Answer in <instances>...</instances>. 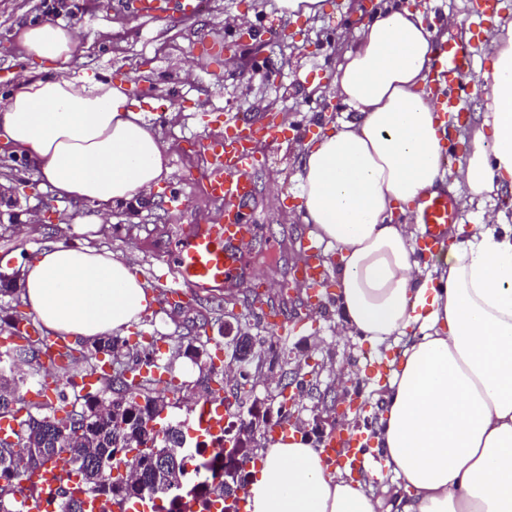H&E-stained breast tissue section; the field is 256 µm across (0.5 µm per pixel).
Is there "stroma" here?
Returning a JSON list of instances; mask_svg holds the SVG:
<instances>
[{
  "label": "stroma",
  "instance_id": "obj_1",
  "mask_svg": "<svg viewBox=\"0 0 512 512\" xmlns=\"http://www.w3.org/2000/svg\"><path fill=\"white\" fill-rule=\"evenodd\" d=\"M375 0H324L321 13L293 18L281 14L275 0H205L193 19L141 18L114 12L109 0H0V94L14 83L19 63L12 42L16 26L50 18L74 29L79 44L72 59L58 67L59 75L90 80L127 79L131 102L142 104L158 95L169 96L164 112H143L144 121L160 137L169 157L171 174L153 191L147 207L113 208L110 224L116 232H98L91 246L123 255L149 285L158 300L131 325L134 333L155 337V358L168 359L179 334L193 332L200 343L213 347L219 322L209 314L208 296L164 295L170 279L166 264L185 238L189 225L218 220L223 208L203 191L208 160L203 142L224 133L229 115L240 114L264 123H287L299 137L258 142L260 160L253 173L255 195L250 216L255 226L245 250L248 268L231 292V308L243 331L266 337L271 327L256 320L247 297L260 288L274 308L296 315L297 328L279 336L280 347L298 361L309 351L322 372L318 390L299 399L298 416L310 420L313 407L336 393V372L347 370L357 384L364 408L349 424L363 430L365 420L377 418L379 376L388 375L395 352L371 347L355 337L340 335L341 312L335 296L322 305H308L306 293L294 290V272L307 257L311 227L296 214L297 173L304 144L319 133L321 123L349 119L346 106L315 96L314 82L331 80L351 47L355 29L368 24ZM442 17L458 18V26L440 28L439 36L467 35L475 44L473 82H480L492 57L494 26L512 22V0H501L495 23L476 26L482 0H430ZM256 71L253 81L242 69ZM32 182V189L15 194L12 205H0V272L13 273L21 259L43 248L74 240V226L93 213L89 204L58 198L31 163L0 165V185L15 179ZM181 194L185 206L169 211L167 196ZM184 313H174V305Z\"/></svg>",
  "mask_w": 512,
  "mask_h": 512
}]
</instances>
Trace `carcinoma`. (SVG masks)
I'll use <instances>...</instances> for the list:
<instances>
[{
    "mask_svg": "<svg viewBox=\"0 0 512 512\" xmlns=\"http://www.w3.org/2000/svg\"><path fill=\"white\" fill-rule=\"evenodd\" d=\"M0 321L10 329V336L22 340L5 347L4 355L13 363L29 366L31 379L46 387L40 349L20 331L19 317ZM153 346L152 342L145 343L142 335L133 343L120 336H101L87 346L66 345L59 353V375L68 379L82 373L91 375L103 355L124 367L132 378L116 385L112 376L105 375L103 389L77 394L70 404L67 394L59 390L57 396L62 405L58 407L49 400L35 401L15 393L6 369L0 367V414H8L18 425L11 433L17 450L8 451L6 459L0 457V512H20L16 494L22 483L32 472L59 462L64 463L67 477L78 479L83 489L105 503L133 509L148 500H159L165 503L166 512H181V499L195 497L194 489L188 487L189 466L194 464V456L185 448L188 426L183 422L161 425L169 447L167 467L158 470V460L148 447L152 432L147 423L154 419L159 402L167 399V393L186 388L175 375V363L180 358H191L199 368L193 385L196 403L219 399L224 388L211 387L213 356L199 349L195 338L180 337L165 363L154 360ZM265 352L269 368L281 369L287 364L274 339L267 341ZM234 492L221 478L208 491L209 504H222ZM47 503L53 505L52 512H86L84 502L66 490L50 493Z\"/></svg>",
    "mask_w": 512,
    "mask_h": 512,
    "instance_id": "carcinoma-1",
    "label": "carcinoma"
}]
</instances>
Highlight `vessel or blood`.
Masks as SVG:
<instances>
[{
	"label": "vessel or blood",
	"mask_w": 512,
	"mask_h": 512,
	"mask_svg": "<svg viewBox=\"0 0 512 512\" xmlns=\"http://www.w3.org/2000/svg\"><path fill=\"white\" fill-rule=\"evenodd\" d=\"M162 2L123 0L126 10L149 18L163 16ZM472 47L471 39L461 35L442 42L434 51L429 80L442 112L447 115V130L451 133L455 132L461 118L460 101L470 94L468 76ZM285 135V129L275 124L235 121L227 123L223 137L206 144L209 171L204 178V188L208 197L223 205L224 218L192 227L185 243L171 260L174 277L166 289L167 294L211 292L244 276L247 258L242 245L253 233L247 207L254 196L252 170L257 162L251 144L260 138L274 141ZM417 211L420 223L426 227L418 250L426 256L447 238L448 226L455 218L448 209V195L444 192L421 197ZM296 278L309 284L315 300L323 299L326 282L317 260L298 267ZM222 421L223 416L213 403L204 402L197 406L194 417L197 427L215 435L220 433Z\"/></svg>",
	"instance_id": "vessel-or-blood-1"
}]
</instances>
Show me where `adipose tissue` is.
<instances>
[{"instance_id": "adipose-tissue-1", "label": "adipose tissue", "mask_w": 512, "mask_h": 512, "mask_svg": "<svg viewBox=\"0 0 512 512\" xmlns=\"http://www.w3.org/2000/svg\"><path fill=\"white\" fill-rule=\"evenodd\" d=\"M437 24L384 0L322 93L353 112L306 146L299 210L324 244L346 335L400 345L380 387L374 449L395 512H512V224L487 210L455 224L420 261L419 198L440 188L449 144L427 89ZM23 58L69 61L74 34L18 28ZM486 111L453 179L459 201L512 188V23L492 41ZM0 141L33 160L55 194L97 207L149 196L171 170L158 135L121 85L21 71L0 94ZM25 302L50 332L121 333L153 300L128 261L52 244L23 266ZM247 485L249 512H379L364 483L303 437L271 443Z\"/></svg>"}]
</instances>
